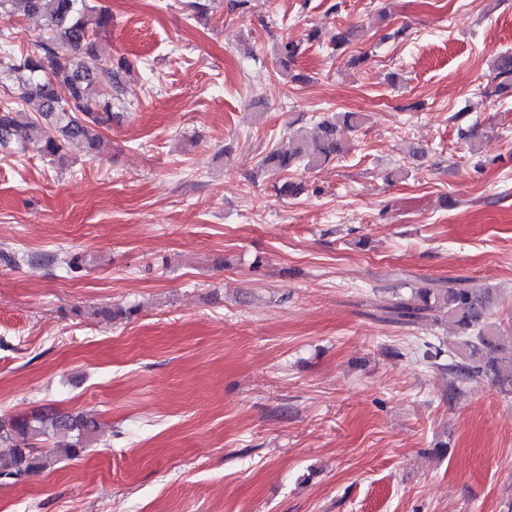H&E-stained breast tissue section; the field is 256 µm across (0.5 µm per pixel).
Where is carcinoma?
Masks as SVG:
<instances>
[{"label":"carcinoma","mask_w":512,"mask_h":512,"mask_svg":"<svg viewBox=\"0 0 512 512\" xmlns=\"http://www.w3.org/2000/svg\"><path fill=\"white\" fill-rule=\"evenodd\" d=\"M18 15L42 16L45 25L38 52L0 59V85L17 86L18 100L0 104V152L30 150L61 164L72 145L95 158L105 152L102 131L112 127L130 63L124 57L104 60L97 42L112 27V13L92 0H0V19ZM495 91L512 92V53L498 56ZM68 95L61 97L57 87ZM365 121L361 112L324 118L314 136L293 135L288 149H275L260 163L264 174L287 171L297 165L321 166L338 158L343 147L339 127L356 128ZM494 289L475 292L463 286L420 287L409 299L386 308L387 320L414 325L432 313H441L456 329L459 344L450 362L441 363V351L426 344L424 360L448 371L458 382L490 380L512 394V345L505 344L499 326L490 320ZM96 419L85 413L47 409L31 416L0 417V478L19 481L53 469L60 460L78 457L92 441Z\"/></svg>","instance_id":"obj_1"}]
</instances>
